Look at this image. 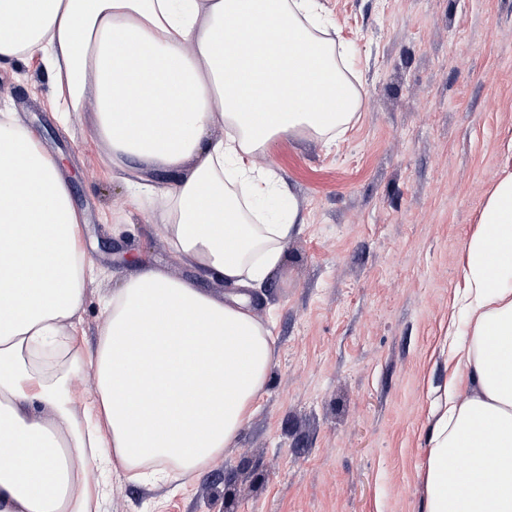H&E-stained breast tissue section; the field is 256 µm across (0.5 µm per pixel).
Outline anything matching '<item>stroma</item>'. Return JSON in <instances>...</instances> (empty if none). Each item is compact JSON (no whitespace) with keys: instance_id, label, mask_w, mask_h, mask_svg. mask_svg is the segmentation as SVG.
I'll list each match as a JSON object with an SVG mask.
<instances>
[{"instance_id":"obj_1","label":"stroma","mask_w":512,"mask_h":512,"mask_svg":"<svg viewBox=\"0 0 512 512\" xmlns=\"http://www.w3.org/2000/svg\"><path fill=\"white\" fill-rule=\"evenodd\" d=\"M355 49L361 107L333 143L284 136L260 166L303 224L253 289L277 339L259 410L231 448L175 493L105 473L100 512H424L433 410L455 368L466 245L512 173V0H322ZM38 61L0 63V104L59 161L99 277L77 314L85 351L101 302L140 263L192 278L153 216L173 174L142 169L155 196L91 133L94 93L60 121Z\"/></svg>"}]
</instances>
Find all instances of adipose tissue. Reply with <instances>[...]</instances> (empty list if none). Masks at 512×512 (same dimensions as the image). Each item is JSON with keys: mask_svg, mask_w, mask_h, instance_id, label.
<instances>
[{"mask_svg": "<svg viewBox=\"0 0 512 512\" xmlns=\"http://www.w3.org/2000/svg\"><path fill=\"white\" fill-rule=\"evenodd\" d=\"M320 0H0V61H42L59 109L96 93L112 162L180 172L163 193L172 254L218 299L145 266L102 304L83 353L75 317L95 266L57 163L0 108V512H99L92 465L151 487L209 467L254 411L274 339L248 290L297 225L255 160L282 136L335 140L360 106ZM224 135L207 136L214 120ZM470 340L428 441L425 512H512V174L495 186L464 267ZM90 365L98 396L78 405ZM465 461L454 469L456 461Z\"/></svg>", "mask_w": 512, "mask_h": 512, "instance_id": "ef3b65f1", "label": "adipose tissue"}]
</instances>
